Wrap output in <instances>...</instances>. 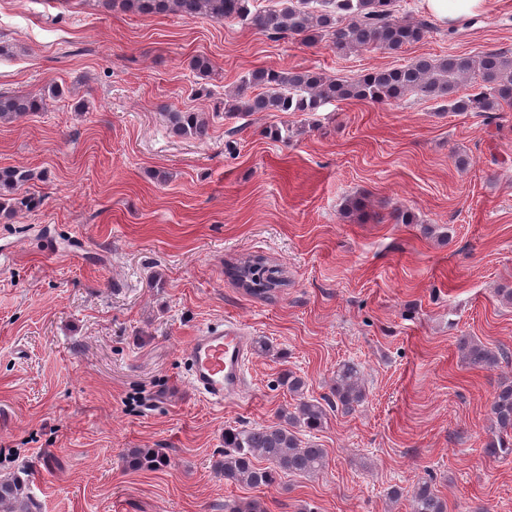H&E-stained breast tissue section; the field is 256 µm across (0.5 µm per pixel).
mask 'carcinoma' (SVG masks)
<instances>
[{
  "label": "carcinoma",
  "instance_id": "obj_1",
  "mask_svg": "<svg viewBox=\"0 0 512 512\" xmlns=\"http://www.w3.org/2000/svg\"><path fill=\"white\" fill-rule=\"evenodd\" d=\"M124 11L152 14L199 15L214 21L235 20L271 35L289 34L313 42L328 37L336 50L351 53L380 50L396 53L419 42L429 29L425 21L398 16L400 0H288L276 8L264 0H109ZM480 79L481 91L459 95V85ZM258 93L250 95L248 90ZM448 103L451 112L492 113L512 106V54L486 52L478 56L448 55L438 59L420 57L415 61L369 71L353 81L331 79L315 70L253 69L241 84L224 94V112H316L332 100L373 103L396 102L410 93ZM47 106L42 93L26 95L0 93V122L17 120ZM171 132L179 137L203 139L209 122L196 112L167 113ZM33 173L23 167L0 170V212L30 211L39 200L22 192ZM236 285L247 294L264 298L282 286L277 271L261 257L249 258L231 272ZM459 349L474 368L491 369L509 356L493 351L472 338L463 337ZM280 385L296 397L295 410L283 409L278 421L252 428L224 430V480L252 489L269 488L283 476H310L326 464V451L303 446L292 428L317 430L326 421L327 409L344 414L366 400L358 367L344 363L336 368L330 394L323 400L304 395L306 381L288 372ZM493 432L485 451L496 457L512 453V383L498 386L490 407ZM156 448H134L125 456L136 468H151L160 462ZM410 494L412 512H448L447 501L434 485L420 481L408 492L400 487L389 491L397 501ZM11 512H37L38 505L18 477L0 478V505Z\"/></svg>",
  "mask_w": 512,
  "mask_h": 512
}]
</instances>
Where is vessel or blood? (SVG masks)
I'll use <instances>...</instances> for the list:
<instances>
[{"label":"vessel or blood","instance_id":"1","mask_svg":"<svg viewBox=\"0 0 512 512\" xmlns=\"http://www.w3.org/2000/svg\"><path fill=\"white\" fill-rule=\"evenodd\" d=\"M251 351L240 325L225 322L206 327L194 337L188 352L189 379L204 398L220 404L245 393V362Z\"/></svg>","mask_w":512,"mask_h":512}]
</instances>
